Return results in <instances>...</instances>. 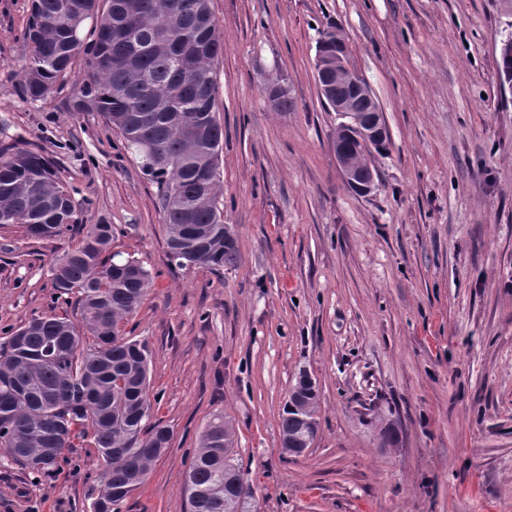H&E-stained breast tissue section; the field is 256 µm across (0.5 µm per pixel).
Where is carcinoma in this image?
Returning <instances> with one entry per match:
<instances>
[{"mask_svg": "<svg viewBox=\"0 0 512 512\" xmlns=\"http://www.w3.org/2000/svg\"><path fill=\"white\" fill-rule=\"evenodd\" d=\"M33 0L24 89L37 101L76 58L87 71L76 112H99L160 188L167 244L178 267H233L238 247L217 202L224 131L216 118L215 63L224 46L210 0ZM92 21L94 39L83 29ZM78 216L51 164L21 149L0 158V224L61 235ZM112 225L94 224L50 268L54 288L77 296L81 322L54 316L20 327L0 349V447L50 471L86 441L104 460L93 512H121L170 447V429L147 423L149 349L119 334L152 278L133 258L103 257ZM93 338L83 346L85 336ZM318 390L295 378L280 420L283 451L299 457L318 432ZM235 429L217 414L185 475L189 512H244L251 488L235 459Z\"/></svg>", "mask_w": 512, "mask_h": 512, "instance_id": "obj_1", "label": "carcinoma"}]
</instances>
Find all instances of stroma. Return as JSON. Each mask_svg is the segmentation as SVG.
<instances>
[{"instance_id": "35a3bbf8", "label": "stroma", "mask_w": 512, "mask_h": 512, "mask_svg": "<svg viewBox=\"0 0 512 512\" xmlns=\"http://www.w3.org/2000/svg\"><path fill=\"white\" fill-rule=\"evenodd\" d=\"M31 6L0 0V153L48 159L79 222L50 239L0 225V346L34 318L79 321L50 268L111 225V253L153 279L122 333L146 342L151 418L172 432L122 512H187L184 476L218 413L249 512H512V88L497 69L512 0H211L232 268L171 263L156 183L102 114L73 109L84 60L26 97ZM330 27L390 132L367 195L343 179L315 78ZM279 75L288 112L266 95ZM303 369L319 426L295 458L279 423ZM103 467L89 445L48 474L0 453V512H92Z\"/></svg>"}]
</instances>
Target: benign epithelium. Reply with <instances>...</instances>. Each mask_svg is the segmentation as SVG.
<instances>
[{
    "label": "benign epithelium",
    "mask_w": 512,
    "mask_h": 512,
    "mask_svg": "<svg viewBox=\"0 0 512 512\" xmlns=\"http://www.w3.org/2000/svg\"><path fill=\"white\" fill-rule=\"evenodd\" d=\"M315 75L322 98L341 118L336 128L334 151L344 180L360 193L369 194L373 190L374 178H369L365 184L360 183L363 171L370 170L364 155L367 149L387 139L389 130L369 85L348 62L347 43L341 30L336 28L323 33L315 60ZM334 84L349 87L354 96L371 104V111H358L353 99L348 97L331 98L329 90ZM349 138L361 144L359 152L351 153L344 148V142Z\"/></svg>",
    "instance_id": "7a95c632"
}]
</instances>
